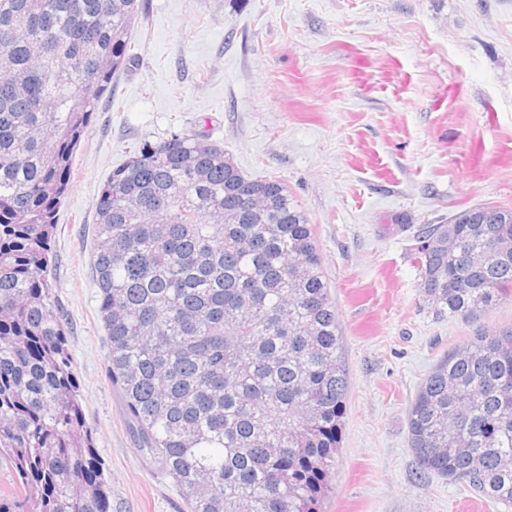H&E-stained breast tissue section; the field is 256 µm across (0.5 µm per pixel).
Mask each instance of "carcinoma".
<instances>
[{
  "instance_id": "cac0c4a2",
  "label": "carcinoma",
  "mask_w": 512,
  "mask_h": 512,
  "mask_svg": "<svg viewBox=\"0 0 512 512\" xmlns=\"http://www.w3.org/2000/svg\"><path fill=\"white\" fill-rule=\"evenodd\" d=\"M137 0H0V512H111L50 241L77 145L130 53ZM264 197L243 211L241 198ZM107 367L189 512H322L347 391L313 224L288 186L196 135L146 143L96 200ZM427 308L512 294V208L416 235ZM420 473L512 504V327L444 356L408 413Z\"/></svg>"
}]
</instances>
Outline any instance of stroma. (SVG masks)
Wrapping results in <instances>:
<instances>
[{"label":"stroma","mask_w":512,"mask_h":512,"mask_svg":"<svg viewBox=\"0 0 512 512\" xmlns=\"http://www.w3.org/2000/svg\"><path fill=\"white\" fill-rule=\"evenodd\" d=\"M131 48L73 154L51 241L112 512H186L109 380L90 275L102 182L174 133L283 181L314 226L349 380L325 512H505L420 474L407 417L444 354L512 326V295L474 320L435 317L410 259L420 226L512 208V0H146Z\"/></svg>","instance_id":"obj_1"}]
</instances>
